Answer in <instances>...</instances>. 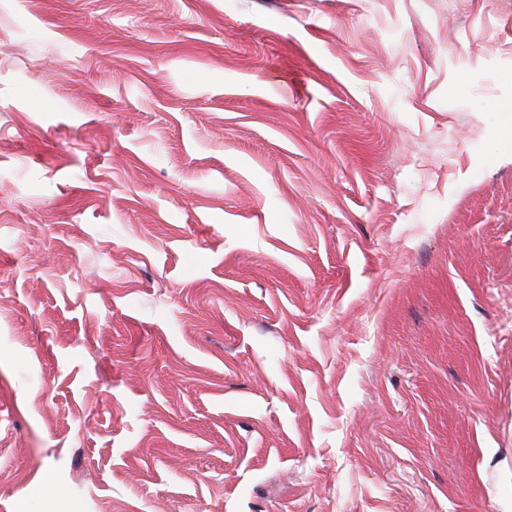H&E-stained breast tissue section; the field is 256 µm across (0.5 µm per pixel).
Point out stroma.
Returning <instances> with one entry per match:
<instances>
[{"instance_id": "stroma-1", "label": "stroma", "mask_w": 512, "mask_h": 512, "mask_svg": "<svg viewBox=\"0 0 512 512\" xmlns=\"http://www.w3.org/2000/svg\"><path fill=\"white\" fill-rule=\"evenodd\" d=\"M512 0H0V512H512Z\"/></svg>"}]
</instances>
